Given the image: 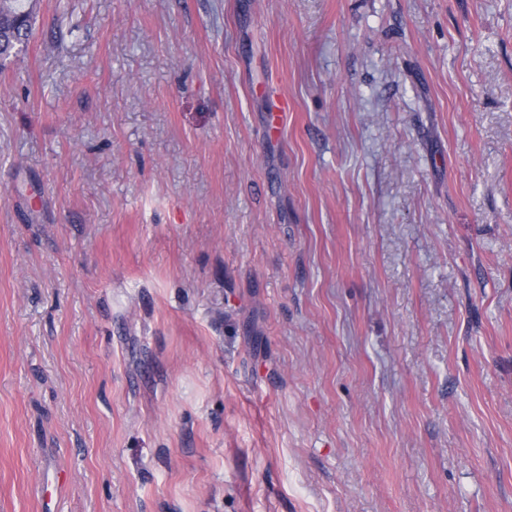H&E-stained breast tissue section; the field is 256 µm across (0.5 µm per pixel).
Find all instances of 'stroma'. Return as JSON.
I'll list each match as a JSON object with an SVG mask.
<instances>
[{
  "instance_id": "stroma-1",
  "label": "stroma",
  "mask_w": 512,
  "mask_h": 512,
  "mask_svg": "<svg viewBox=\"0 0 512 512\" xmlns=\"http://www.w3.org/2000/svg\"><path fill=\"white\" fill-rule=\"evenodd\" d=\"M0 512H512V0H39Z\"/></svg>"
}]
</instances>
